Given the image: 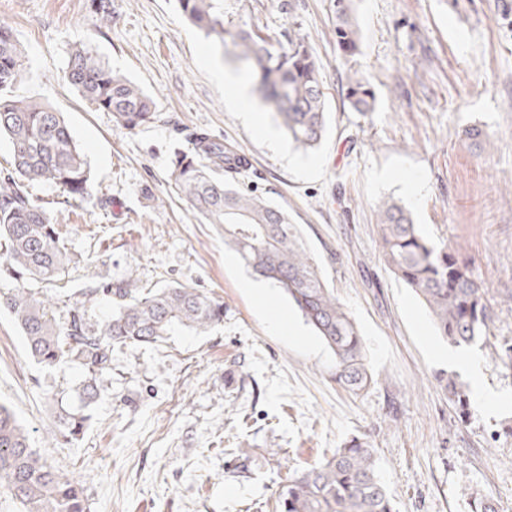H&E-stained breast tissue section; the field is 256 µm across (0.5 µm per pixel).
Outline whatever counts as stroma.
Returning <instances> with one entry per match:
<instances>
[{"mask_svg": "<svg viewBox=\"0 0 512 512\" xmlns=\"http://www.w3.org/2000/svg\"><path fill=\"white\" fill-rule=\"evenodd\" d=\"M111 3L106 22L94 0H0L27 56L16 95L63 113L91 168L87 202L30 189L72 257L50 292L92 289L85 307L97 320L111 311L107 285L179 283L223 303L224 320L204 335L114 349L90 426L69 444L50 432L82 373L38 365L0 310V404L34 448L81 484L87 512H275L296 472L364 435L395 512H474L485 499L512 512V366L494 350L512 342V0H354L352 57L336 45L332 0H226L235 20L277 40L304 37L322 63L331 123L309 152L283 134L269 143L225 106L213 70L236 63L176 0ZM82 44L156 99L157 120L129 131L81 99L64 72ZM352 70L375 92L364 116L345 99ZM472 127L490 144L468 140ZM198 131L236 141L252 162L245 184L298 225L362 335L376 378L363 394L336 383L332 352L282 291L246 289L251 275L223 231L170 193L172 151ZM390 197L428 240L458 248L489 290L491 343L467 352L495 408L475 404L462 418L439 381L472 379L449 365L426 308L381 258L377 208ZM276 311L293 333L274 326Z\"/></svg>", "mask_w": 512, "mask_h": 512, "instance_id": "1", "label": "stroma"}]
</instances>
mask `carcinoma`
<instances>
[{
	"label": "carcinoma",
	"mask_w": 512,
	"mask_h": 512,
	"mask_svg": "<svg viewBox=\"0 0 512 512\" xmlns=\"http://www.w3.org/2000/svg\"><path fill=\"white\" fill-rule=\"evenodd\" d=\"M185 18L205 36L230 38L232 57L255 77V91L273 110L288 140L307 151L328 132L322 91V68L303 37L288 38V47L259 28L237 24L225 0H178ZM335 35L346 56L359 52V30L352 0H335ZM26 69L24 52L11 26L0 19V136L9 138L13 155L7 177L0 180V271L21 281L56 282L71 262L53 219L29 195L34 183L56 187L67 201L90 195V169L61 113L12 95ZM65 77L95 109L112 113L117 126L134 130L157 118L156 102L127 76L112 70L87 46L75 48ZM346 99L361 115L373 110L368 80L346 77ZM248 165L235 150L209 135H196L191 147L174 154L172 189L194 215L224 230L232 248L254 276L272 283L293 301L307 325L336 359V382L357 394L373 381L363 341L351 315L328 287L288 211L253 193L241 183ZM380 253L389 270L427 307L440 336L454 346L486 344L493 310L488 289L459 260L457 250L429 243L410 211L388 198L378 206ZM113 301L112 314L92 322L85 303L75 301L67 317L57 318V302L47 294L19 286L0 293L25 337L28 353L44 367L75 362L85 374L80 406L62 408L52 436L71 441L84 433L95 402L98 378L112 372V349L153 345L171 333L204 334L224 321V305L206 293L170 284L144 295L130 282L103 289ZM450 400L466 414L470 399L455 375H443ZM0 486L18 512H86L79 483L61 474L32 447L27 430L0 405ZM281 512H394L380 480L375 450L366 436H354L330 458L296 475L278 495Z\"/></svg>",
	"instance_id": "cac0c4a2"
}]
</instances>
